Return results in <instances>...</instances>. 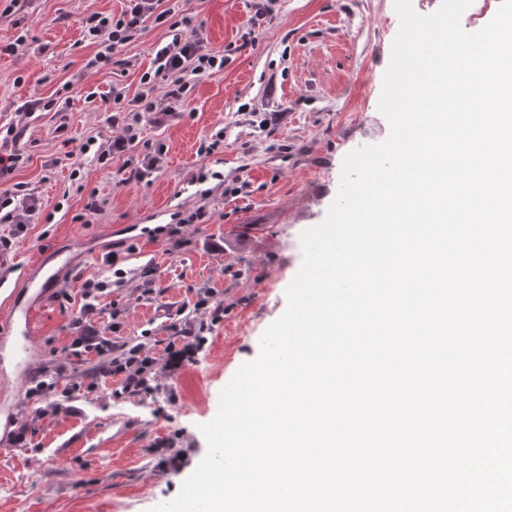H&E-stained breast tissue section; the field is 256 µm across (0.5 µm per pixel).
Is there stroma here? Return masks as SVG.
Here are the masks:
<instances>
[{
  "label": "stroma",
  "mask_w": 512,
  "mask_h": 512,
  "mask_svg": "<svg viewBox=\"0 0 512 512\" xmlns=\"http://www.w3.org/2000/svg\"><path fill=\"white\" fill-rule=\"evenodd\" d=\"M126 0H0V124L18 108L71 86L69 128L59 136L53 113L39 112L23 138L27 157L10 177L35 189L41 219L15 239L0 261L28 278L40 263L65 253L42 295L27 294L36 335L28 370L52 369L69 353L70 321L85 279L108 277L114 299L127 302L116 345L143 344L156 358V394H125L116 378L99 390L73 395L54 414L51 397L28 399L29 380L10 353H0V512H150L175 498L207 452L201 424L211 421L219 394L238 368L259 353L263 332L287 309L285 290L302 265L300 235L325 218L339 186L344 156L386 140L391 128L379 110L383 78L396 37L394 0H275L274 17L253 28V0H181L209 49L225 50L221 73L200 79L182 112L160 126L143 122L142 146L164 143L162 170L150 184L122 183L120 161L103 169L84 163L82 182L66 167H51L87 136L114 130L105 109L89 110L93 90L134 96L139 79L166 42V26H150L119 52L125 66L84 71L91 52L81 18L120 14ZM255 31L253 46L241 36ZM26 43L3 53L18 35ZM224 133L219 157L201 154L203 142ZM224 174L223 187L200 199L191 177L200 166ZM96 189L101 209L77 221L84 205L78 184ZM205 205L210 219L186 227L172 250L168 230L182 214ZM123 253L122 276L103 262ZM155 269L160 292L141 294L142 275ZM200 288L224 303V318L188 307ZM71 294L61 306L56 292ZM204 329L205 344L182 363L169 360L173 339L167 313ZM25 446L13 445L19 427Z\"/></svg>",
  "instance_id": "35a3bbf8"
}]
</instances>
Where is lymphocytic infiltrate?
<instances>
[{
  "label": "lymphocytic infiltrate",
  "mask_w": 512,
  "mask_h": 512,
  "mask_svg": "<svg viewBox=\"0 0 512 512\" xmlns=\"http://www.w3.org/2000/svg\"><path fill=\"white\" fill-rule=\"evenodd\" d=\"M167 25L170 39L159 45L155 53L154 70L140 78V90L133 98L123 91H113L107 103L111 126L120 127L119 135L105 140L89 137L79 147V153L91 157L102 166H110L113 159H122V169L129 180L151 182L166 154L164 145L138 152L140 126L144 116H152L155 123L182 110L198 79L223 71L224 54L207 48L192 16L181 13L179 7L167 0H127L126 8L116 16L94 12L81 20L82 38L96 48L85 64L87 71H97L112 65L119 49L136 39L151 25ZM71 98L66 93L39 99L23 105L14 121L5 128V141L14 145L8 155H0V181L24 164L25 153L19 147L26 121L32 113L52 112L65 118ZM38 197L26 184L16 183L0 191V224L8 225L7 234L0 236V247L10 248L13 239L26 231L34 220ZM107 281L87 279L83 284V304L71 326L75 332L74 348L84 352L104 353L112 347L111 334L123 327L124 310L108 298ZM153 359L144 347L134 346L121 356L113 358L107 373L120 378L124 391L139 392L149 388L148 374Z\"/></svg>",
  "instance_id": "f902f5d3"
}]
</instances>
